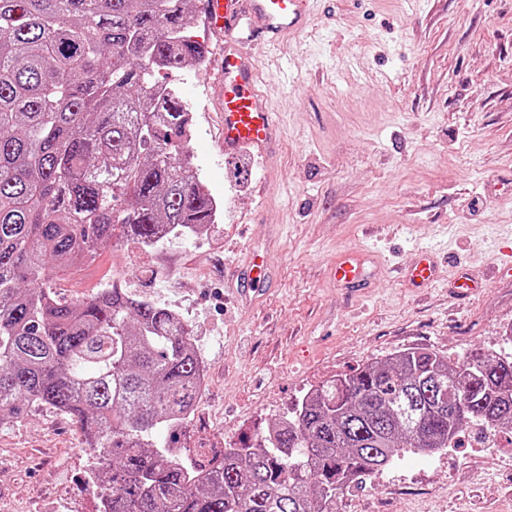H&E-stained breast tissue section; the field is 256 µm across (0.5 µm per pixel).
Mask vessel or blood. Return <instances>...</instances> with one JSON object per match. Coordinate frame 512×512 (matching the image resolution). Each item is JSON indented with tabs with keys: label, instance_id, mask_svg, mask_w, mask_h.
Segmentation results:
<instances>
[{
	"label": "vessel or blood",
	"instance_id": "b4317fda",
	"mask_svg": "<svg viewBox=\"0 0 512 512\" xmlns=\"http://www.w3.org/2000/svg\"><path fill=\"white\" fill-rule=\"evenodd\" d=\"M313 0H203L206 26L223 37L224 48L217 71L223 137L220 149L232 157L249 150L265 155L275 150L281 130L268 93L259 83L261 46L303 32L311 17ZM270 264L264 252L253 251L237 279V291L247 301L261 295L268 283ZM440 275L434 257L419 252L404 278L423 288ZM339 284L361 286L368 273L360 254L342 256L334 268Z\"/></svg>",
	"mask_w": 512,
	"mask_h": 512
}]
</instances>
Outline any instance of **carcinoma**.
<instances>
[{"instance_id":"cac0c4a2","label":"carcinoma","mask_w":512,"mask_h":512,"mask_svg":"<svg viewBox=\"0 0 512 512\" xmlns=\"http://www.w3.org/2000/svg\"><path fill=\"white\" fill-rule=\"evenodd\" d=\"M191 2L0 0V422L75 420L101 460V512H335L405 452L450 448L474 422L512 430V359L413 348L325 381L213 464L195 449L203 473L154 439L201 396L189 324L115 284L64 300L54 275L215 222L189 107L158 78L208 60Z\"/></svg>"}]
</instances>
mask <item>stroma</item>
<instances>
[{"label": "stroma", "mask_w": 512, "mask_h": 512, "mask_svg": "<svg viewBox=\"0 0 512 512\" xmlns=\"http://www.w3.org/2000/svg\"><path fill=\"white\" fill-rule=\"evenodd\" d=\"M262 82H278L283 136L258 160L224 158L208 68L163 73L194 117L190 149L219 202L214 224L145 251L103 248L61 272L60 297L115 281L179 311L206 384L178 435L196 448L240 447L290 415L312 388L367 363L425 347L456 364L475 348L512 354V0H320L305 36L267 46ZM240 162L249 176L230 175ZM273 274L253 304L235 277L252 247ZM432 252L441 278L411 287L402 271ZM346 251L371 274L336 283ZM482 277L457 297V272ZM408 453L351 484L336 512H512V435L478 448ZM97 459L72 418L43 407L0 423V512H97Z\"/></svg>", "instance_id": "1"}]
</instances>
